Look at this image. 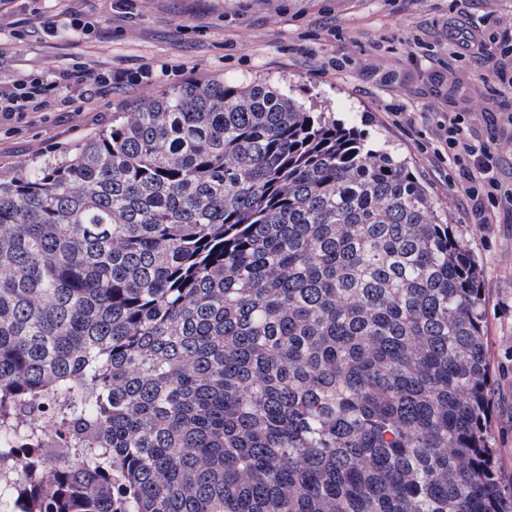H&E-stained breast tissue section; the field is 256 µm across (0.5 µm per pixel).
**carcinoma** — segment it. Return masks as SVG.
<instances>
[{"label":"carcinoma","mask_w":512,"mask_h":512,"mask_svg":"<svg viewBox=\"0 0 512 512\" xmlns=\"http://www.w3.org/2000/svg\"><path fill=\"white\" fill-rule=\"evenodd\" d=\"M0 512H512L461 230L265 80L0 177Z\"/></svg>","instance_id":"1"}]
</instances>
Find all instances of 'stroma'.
Listing matches in <instances>:
<instances>
[{"label":"stroma","instance_id":"obj_1","mask_svg":"<svg viewBox=\"0 0 512 512\" xmlns=\"http://www.w3.org/2000/svg\"><path fill=\"white\" fill-rule=\"evenodd\" d=\"M78 13L95 30L64 21ZM61 21L56 36L44 23ZM484 21L486 45L512 25V0H0V84L38 73L73 76V102L0 120V174L74 148L117 113L190 80H266L345 127L407 157L443 222L460 224L483 271L493 383L491 428L512 476V214L480 223L460 204L463 176L429 148L449 117L503 147L497 175L512 183V85L459 54L450 24ZM111 82H102V75ZM400 112L410 122L397 121Z\"/></svg>","mask_w":512,"mask_h":512}]
</instances>
